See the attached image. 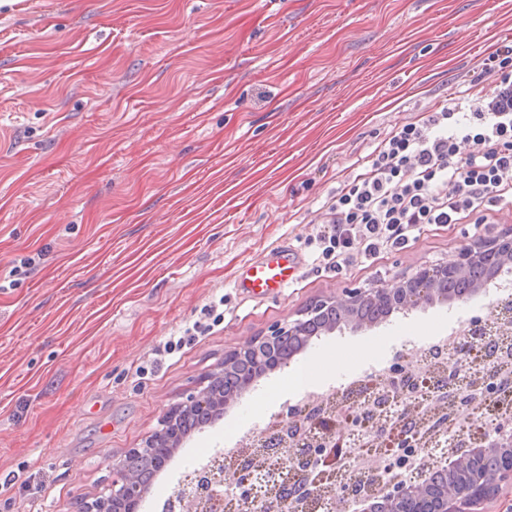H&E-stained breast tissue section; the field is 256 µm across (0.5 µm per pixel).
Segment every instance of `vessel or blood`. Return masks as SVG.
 <instances>
[{
  "instance_id": "b4317fda",
  "label": "vessel or blood",
  "mask_w": 512,
  "mask_h": 512,
  "mask_svg": "<svg viewBox=\"0 0 512 512\" xmlns=\"http://www.w3.org/2000/svg\"><path fill=\"white\" fill-rule=\"evenodd\" d=\"M299 269L298 255L283 245L245 262L234 286L247 297L263 298L292 284Z\"/></svg>"
}]
</instances>
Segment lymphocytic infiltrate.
I'll use <instances>...</instances> for the list:
<instances>
[{
  "mask_svg": "<svg viewBox=\"0 0 512 512\" xmlns=\"http://www.w3.org/2000/svg\"><path fill=\"white\" fill-rule=\"evenodd\" d=\"M480 66L495 75L490 89L462 80L447 104L417 109L370 146L306 238L314 262L356 266L406 245L426 225L460 224L487 203H512V39L498 41ZM223 320L219 295L160 340L147 367L213 334Z\"/></svg>",
  "mask_w": 512,
  "mask_h": 512,
  "instance_id": "obj_1",
  "label": "lymphocytic infiltrate"
}]
</instances>
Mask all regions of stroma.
<instances>
[{"mask_svg": "<svg viewBox=\"0 0 512 512\" xmlns=\"http://www.w3.org/2000/svg\"><path fill=\"white\" fill-rule=\"evenodd\" d=\"M507 36L512 0H0V512H77L226 351L512 226V205L484 208L265 299L234 286L274 245L306 252L368 147ZM219 294L214 334L137 373ZM487 302L335 331L292 366L334 383ZM250 402L180 463L253 427Z\"/></svg>", "mask_w": 512, "mask_h": 512, "instance_id": "stroma-1", "label": "stroma"}]
</instances>
